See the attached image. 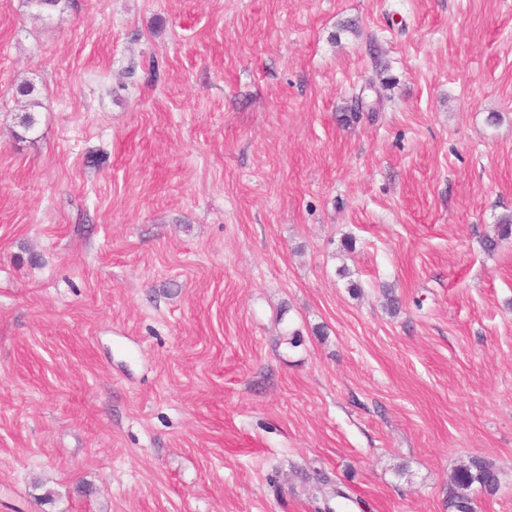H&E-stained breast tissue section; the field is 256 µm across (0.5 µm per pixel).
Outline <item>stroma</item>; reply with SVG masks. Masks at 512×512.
I'll list each match as a JSON object with an SVG mask.
<instances>
[{"mask_svg":"<svg viewBox=\"0 0 512 512\" xmlns=\"http://www.w3.org/2000/svg\"><path fill=\"white\" fill-rule=\"evenodd\" d=\"M509 214L512 0H0V512H512ZM17 93L23 101L19 112L15 114V120L25 132H32L38 124V108L41 107L38 91L31 82H25L18 86ZM498 485V471L483 457H471L467 465L460 468L448 485V512H476L472 488L485 491Z\"/></svg>","mask_w":512,"mask_h":512,"instance_id":"35a3bbf8","label":"stroma"}]
</instances>
